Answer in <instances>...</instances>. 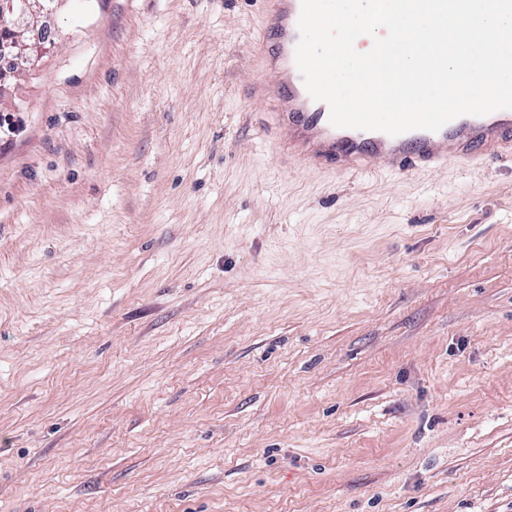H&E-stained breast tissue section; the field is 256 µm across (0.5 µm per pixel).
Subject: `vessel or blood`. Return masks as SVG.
<instances>
[{"label": "vessel or blood", "instance_id": "b4317fda", "mask_svg": "<svg viewBox=\"0 0 512 512\" xmlns=\"http://www.w3.org/2000/svg\"><path fill=\"white\" fill-rule=\"evenodd\" d=\"M301 0H270L256 44L276 47L267 61L281 75L276 90L258 85V102L274 101L278 127L288 131V152L306 170L367 171L376 165L390 174H418L451 165H473L487 158L512 159V109L483 116H459L439 131L413 130L399 135L338 128L326 103L312 99L297 67Z\"/></svg>", "mask_w": 512, "mask_h": 512}]
</instances>
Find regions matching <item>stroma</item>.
Wrapping results in <instances>:
<instances>
[{
	"instance_id": "35a3bbf8",
	"label": "stroma",
	"mask_w": 512,
	"mask_h": 512,
	"mask_svg": "<svg viewBox=\"0 0 512 512\" xmlns=\"http://www.w3.org/2000/svg\"><path fill=\"white\" fill-rule=\"evenodd\" d=\"M266 0H68L0 96V512H512V162L303 170Z\"/></svg>"
}]
</instances>
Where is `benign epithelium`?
Returning <instances> with one entry per match:
<instances>
[{
  "mask_svg": "<svg viewBox=\"0 0 512 512\" xmlns=\"http://www.w3.org/2000/svg\"><path fill=\"white\" fill-rule=\"evenodd\" d=\"M66 0H0V27L11 36L0 39V60L9 59L10 74L29 71L46 52L42 18L57 12Z\"/></svg>",
  "mask_w": 512,
  "mask_h": 512,
  "instance_id": "7a95c632",
  "label": "benign epithelium"
}]
</instances>
